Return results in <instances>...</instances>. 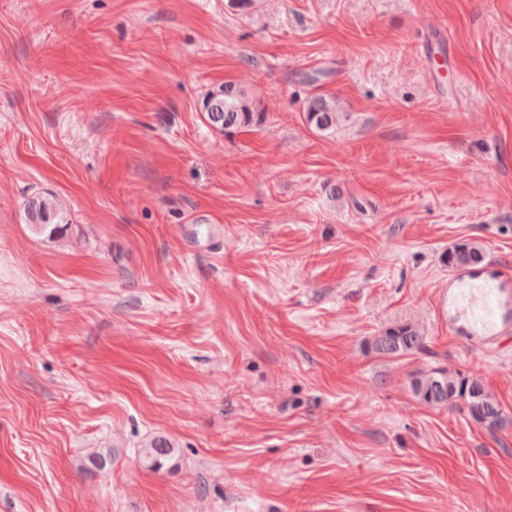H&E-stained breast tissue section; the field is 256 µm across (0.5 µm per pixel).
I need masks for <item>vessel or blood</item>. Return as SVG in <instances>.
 I'll return each mask as SVG.
<instances>
[{"instance_id": "vessel-or-blood-1", "label": "vessel or blood", "mask_w": 512, "mask_h": 512, "mask_svg": "<svg viewBox=\"0 0 512 512\" xmlns=\"http://www.w3.org/2000/svg\"><path fill=\"white\" fill-rule=\"evenodd\" d=\"M438 312L448 333L468 346L494 353L512 351V265L494 262L451 273Z\"/></svg>"}]
</instances>
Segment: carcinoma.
<instances>
[{
	"instance_id": "cac0c4a2",
	"label": "carcinoma",
	"mask_w": 512,
	"mask_h": 512,
	"mask_svg": "<svg viewBox=\"0 0 512 512\" xmlns=\"http://www.w3.org/2000/svg\"><path fill=\"white\" fill-rule=\"evenodd\" d=\"M217 103L224 107V124L218 127L222 132L262 121L263 112L257 110L245 92L233 83H226L206 94L203 102L205 110H211ZM342 118L343 113L338 111L336 100L331 97L315 95L306 102L305 120L316 131H331ZM26 220L38 234H59L68 225L66 213L54 197L31 201L27 206ZM483 259L482 248L472 242L457 244L443 256L450 269L477 264ZM423 346V334L411 325L390 328L372 342L376 353L393 359L418 352ZM410 387L419 401L432 407L465 404L472 420L491 434L512 426V417L504 413L499 403L485 391L481 379L472 375L434 367L412 374ZM174 456L175 449L163 438L149 442L139 452L142 466L153 472L169 468Z\"/></svg>"
}]
</instances>
